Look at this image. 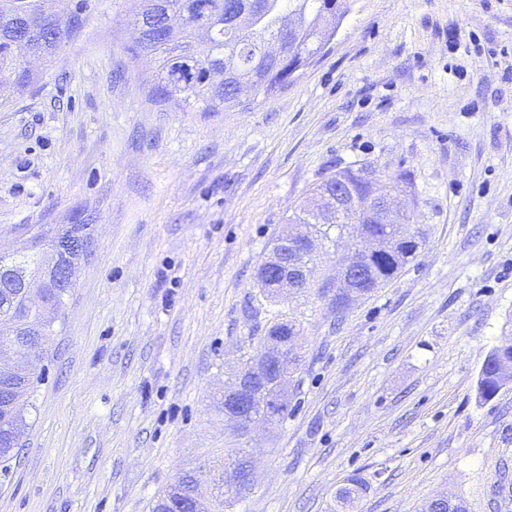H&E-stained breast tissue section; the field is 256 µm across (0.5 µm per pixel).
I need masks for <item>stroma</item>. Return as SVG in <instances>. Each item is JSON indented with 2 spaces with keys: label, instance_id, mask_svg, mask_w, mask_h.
I'll return each mask as SVG.
<instances>
[{
  "label": "stroma",
  "instance_id": "obj_1",
  "mask_svg": "<svg viewBox=\"0 0 512 512\" xmlns=\"http://www.w3.org/2000/svg\"><path fill=\"white\" fill-rule=\"evenodd\" d=\"M86 22L39 80L0 97V249L82 224L91 242L23 409L0 512H150L188 472L251 449L224 512H421L443 492L512 512V384L482 399L512 344V0H349L287 90L248 111L186 112L133 62L131 0H57ZM416 174L426 243L344 318L309 288L268 304L257 270L336 169ZM303 355L282 426L240 437L224 387L275 315ZM499 371L498 359L490 352L481 371L480 384L483 387H478L479 395L482 398L493 397L504 385L511 382L512 376L511 379H507Z\"/></svg>",
  "mask_w": 512,
  "mask_h": 512
}]
</instances>
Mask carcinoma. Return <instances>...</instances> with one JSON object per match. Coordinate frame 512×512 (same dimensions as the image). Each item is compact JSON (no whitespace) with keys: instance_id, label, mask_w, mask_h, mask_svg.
<instances>
[{"instance_id":"carcinoma-1","label":"carcinoma","mask_w":512,"mask_h":512,"mask_svg":"<svg viewBox=\"0 0 512 512\" xmlns=\"http://www.w3.org/2000/svg\"><path fill=\"white\" fill-rule=\"evenodd\" d=\"M135 25L142 30L128 53L135 60L155 63L153 94L162 99L175 98L182 107L194 112H221L238 106L236 86L228 81L232 75L253 89V100L265 99L292 82V69H302L319 55L334 33L322 26L323 15L338 11L339 18L348 12L347 0H132ZM248 9L250 19L244 25L234 23L238 10ZM83 20L75 15L71 28L60 30L48 7V0H0V96L26 90L35 81L31 70L16 54L17 26L30 30L28 48L43 57L53 56L81 28ZM280 38L287 55L275 62L266 58L262 46L266 39ZM350 186L357 199L364 200L377 192L413 193L416 176L402 169L380 171L369 165L338 170L315 185L289 218L291 224L312 229L315 241L335 244L345 236L366 231L382 239L376 255L358 258L359 264L372 270L373 276L358 284L367 296L395 279L415 258L401 245L394 244L395 228L375 224L361 209L346 206L330 223L317 219L315 200L322 189L340 184ZM17 271L29 276L42 274V255L36 244L21 247L12 262ZM45 308L32 310L24 305L25 289L0 288V359L10 361L15 372L20 397L34 392L41 375L29 364L28 354L15 349V340L28 328L44 332L31 336L35 352L46 354L45 336L53 334V325L64 305L67 289L52 285L44 289ZM292 320L277 322L267 335L259 338L257 354H263L278 341L274 332ZM285 379H290L300 359L294 344L280 349ZM509 379L500 374L498 359L488 355L481 371L479 395L490 398ZM28 428L24 412L10 411L0 404V469L6 471L16 458V448ZM193 492L196 512H224V503L242 498L245 493L234 490L219 479L211 493L195 484L193 475L183 473L160 494L152 512H170L171 506Z\"/></svg>"}]
</instances>
